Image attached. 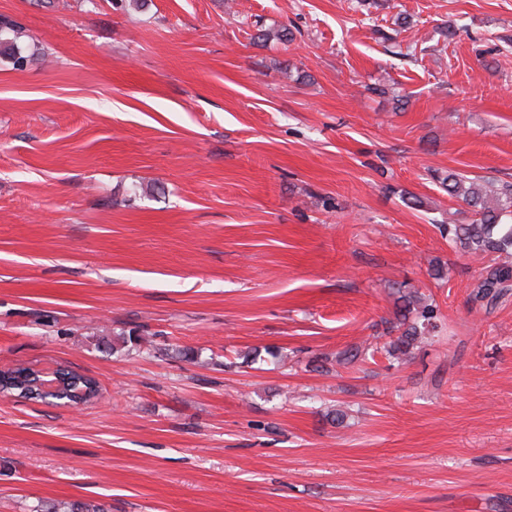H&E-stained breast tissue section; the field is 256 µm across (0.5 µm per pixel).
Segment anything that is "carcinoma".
<instances>
[{"label":"carcinoma","mask_w":512,"mask_h":512,"mask_svg":"<svg viewBox=\"0 0 512 512\" xmlns=\"http://www.w3.org/2000/svg\"><path fill=\"white\" fill-rule=\"evenodd\" d=\"M0 58L9 59L14 68H24L31 57L24 54L20 45L24 32L16 22L1 17ZM448 197L462 202L472 214L467 224H441L439 231L448 237V242L463 252L480 260H489L477 284L474 301L493 305L512 290V183L483 182L455 170H448L443 176H436ZM402 305L390 329L399 331V336L385 347V355L401 360L437 328L436 306L427 303L416 291L400 296ZM9 381L7 393L12 396L29 398L34 391L31 384L41 379L39 371L30 366L0 369V377ZM86 391L90 401L99 394L95 380L77 373L72 374L69 385L55 393H49L42 400L56 404L71 401L70 392ZM35 512H105L104 507L93 501L69 503L46 502Z\"/></svg>","instance_id":"cac0c4a2"}]
</instances>
